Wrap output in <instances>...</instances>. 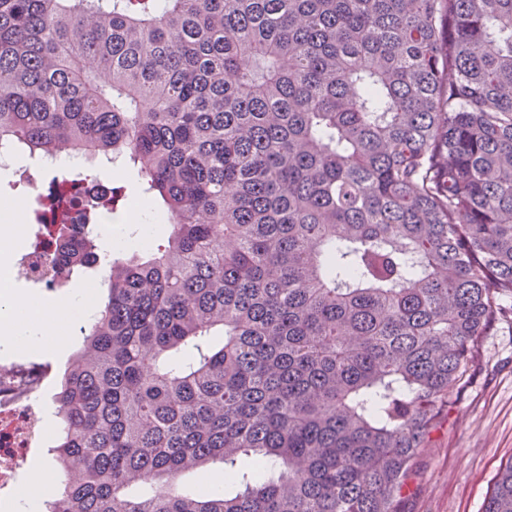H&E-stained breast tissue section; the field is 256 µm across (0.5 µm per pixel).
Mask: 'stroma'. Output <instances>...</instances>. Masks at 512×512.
<instances>
[{
    "mask_svg": "<svg viewBox=\"0 0 512 512\" xmlns=\"http://www.w3.org/2000/svg\"><path fill=\"white\" fill-rule=\"evenodd\" d=\"M79 344L75 337L55 350L20 353L26 365H52L40 410L53 428L59 420L54 396ZM511 463L512 323L504 321L484 337L467 387L431 432L399 512H484L497 474Z\"/></svg>",
    "mask_w": 512,
    "mask_h": 512,
    "instance_id": "1",
    "label": "stroma"
}]
</instances>
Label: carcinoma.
I'll return each mask as SVG.
<instances>
[{"label":"carcinoma","mask_w":512,"mask_h":512,"mask_svg":"<svg viewBox=\"0 0 512 512\" xmlns=\"http://www.w3.org/2000/svg\"><path fill=\"white\" fill-rule=\"evenodd\" d=\"M3 142L130 163L173 226L45 253L108 289L47 512H398L512 313V0H0ZM218 461L235 496L175 489Z\"/></svg>","instance_id":"1"}]
</instances>
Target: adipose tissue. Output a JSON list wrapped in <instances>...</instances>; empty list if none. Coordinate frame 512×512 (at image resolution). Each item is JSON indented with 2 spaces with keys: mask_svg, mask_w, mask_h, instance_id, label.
Listing matches in <instances>:
<instances>
[{
  "mask_svg": "<svg viewBox=\"0 0 512 512\" xmlns=\"http://www.w3.org/2000/svg\"><path fill=\"white\" fill-rule=\"evenodd\" d=\"M66 304L50 305L36 296L16 291L0 294V335L25 346L36 342L60 344Z\"/></svg>",
  "mask_w": 512,
  "mask_h": 512,
  "instance_id": "adipose-tissue-1",
  "label": "adipose tissue"
}]
</instances>
